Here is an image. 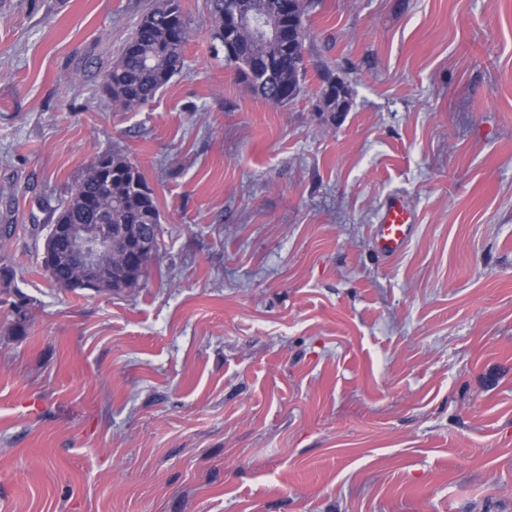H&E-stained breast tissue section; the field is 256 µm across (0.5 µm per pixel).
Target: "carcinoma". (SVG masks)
Wrapping results in <instances>:
<instances>
[{
	"mask_svg": "<svg viewBox=\"0 0 512 512\" xmlns=\"http://www.w3.org/2000/svg\"><path fill=\"white\" fill-rule=\"evenodd\" d=\"M256 10L260 25L236 23L235 8ZM312 0H207L211 28L229 32L233 57L227 65L237 79L262 99L285 106L303 91L308 72L304 18ZM188 30L179 0H157L136 23L118 59L104 74L103 87L122 111L139 110L155 97L184 66ZM317 96L323 109L336 117L345 100L336 95V77L319 76ZM112 224L148 234L158 241L161 213L152 189L128 155L120 151L96 154L84 176L70 189L56 217L60 224ZM52 282L61 285L74 278L66 256L57 252L42 260ZM121 276L106 279L101 290L119 292L140 285V267L117 269Z\"/></svg>",
	"mask_w": 512,
	"mask_h": 512,
	"instance_id": "cac0c4a2",
	"label": "carcinoma"
}]
</instances>
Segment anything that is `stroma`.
Wrapping results in <instances>:
<instances>
[{
    "mask_svg": "<svg viewBox=\"0 0 512 512\" xmlns=\"http://www.w3.org/2000/svg\"><path fill=\"white\" fill-rule=\"evenodd\" d=\"M155 2L0 0V512H512V0H319L285 106L180 0L181 73L123 112L101 75ZM113 149L159 251L57 288L30 228ZM319 79L320 84L317 96L323 106L322 111L331 112V115L334 116L337 111L343 108L345 103L344 98H339L336 95V77L328 72H323L320 74ZM400 197H393L385 207L380 224H375L374 241L377 251L386 258L399 256L413 234L415 224ZM152 260L148 261L146 270L142 272L139 266L133 268H112L119 273H123L122 277L115 276V279H106L102 282L100 291H113L118 293L129 288H136L140 285L142 278L146 275L148 266ZM126 271V272H125Z\"/></svg>",
    "mask_w": 512,
    "mask_h": 512,
    "instance_id": "stroma-1",
    "label": "stroma"
}]
</instances>
